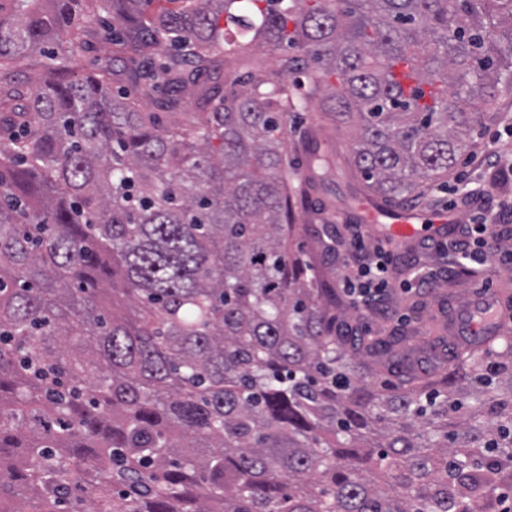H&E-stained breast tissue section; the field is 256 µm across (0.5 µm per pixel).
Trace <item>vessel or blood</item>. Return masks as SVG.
Masks as SVG:
<instances>
[{"label":"vessel or blood","instance_id":"obj_1","mask_svg":"<svg viewBox=\"0 0 512 512\" xmlns=\"http://www.w3.org/2000/svg\"><path fill=\"white\" fill-rule=\"evenodd\" d=\"M379 217L380 214L376 211L366 215L367 222L376 225L377 235L404 246L414 243L420 236L418 225L421 218L412 211L389 213V221L384 225L380 224ZM511 296L507 291L498 288L475 292L448 320L442 321V335L447 336L449 344L452 345L467 342L484 346L488 339L505 333L508 326L512 325V309L506 304Z\"/></svg>","mask_w":512,"mask_h":512}]
</instances>
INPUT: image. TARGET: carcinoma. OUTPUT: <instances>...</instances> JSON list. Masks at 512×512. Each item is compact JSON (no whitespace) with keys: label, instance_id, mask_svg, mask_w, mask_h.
I'll return each mask as SVG.
<instances>
[{"label":"carcinoma","instance_id":"1","mask_svg":"<svg viewBox=\"0 0 512 512\" xmlns=\"http://www.w3.org/2000/svg\"><path fill=\"white\" fill-rule=\"evenodd\" d=\"M179 2L0 0V512H498L512 336L419 383L387 355L436 339L371 335L291 238L325 118L395 209L458 164L512 88V0ZM63 25L134 96L109 57L68 79ZM15 74L20 89L25 95V100L22 101V103H24L27 94H30L43 84L47 76V71L41 65V57L35 54L20 64L16 68Z\"/></svg>","mask_w":512,"mask_h":512}]
</instances>
